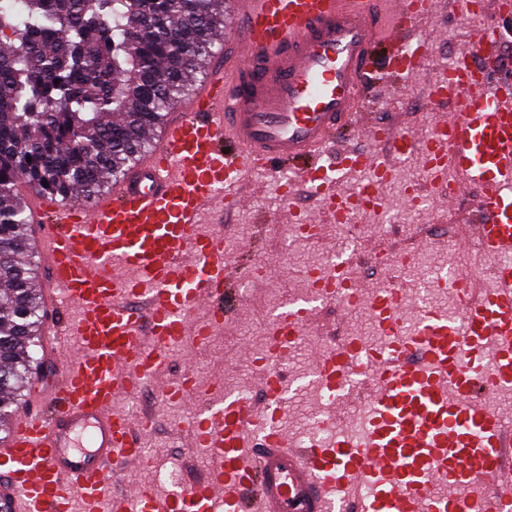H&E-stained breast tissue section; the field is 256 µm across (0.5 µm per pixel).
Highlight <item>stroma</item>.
Segmentation results:
<instances>
[{"instance_id":"1","label":"stroma","mask_w":512,"mask_h":512,"mask_svg":"<svg viewBox=\"0 0 512 512\" xmlns=\"http://www.w3.org/2000/svg\"><path fill=\"white\" fill-rule=\"evenodd\" d=\"M419 31L433 39L432 66L447 62L473 39L461 17L458 0H443L437 19L423 21ZM429 78V69H424L397 81L394 89L388 90L383 103L368 105L372 119L395 127L403 122L408 112L416 113L418 122L425 127L442 120L448 112L454 111L455 106L447 103L426 107L424 93ZM245 191L253 198V207L227 213L223 225L219 226L224 230L225 240L232 244L226 253L228 271L239 277L254 263L263 262L279 268L281 274L275 279L253 284L248 296L243 297L241 305L206 347H197L192 338H185L171 354L158 382L162 385L172 383L190 368L197 372L202 390H209L211 383L220 380L225 386L247 389L250 399L258 403L263 398L262 390L257 371L246 357L247 352L260 351L264 345L268 318L276 300L304 290L305 275L312 260L336 253L344 244V233L337 225L326 224L317 241L291 242L288 225L273 221L272 214L280 203L265 179L252 178ZM471 209L470 198H460L447 209L431 195L427 198L425 211L413 215L411 222L400 225L394 234L384 238L370 232L366 238L380 247L397 248L409 245L419 237L430 236L429 251L435 265L449 267L457 263L461 254L443 249L441 242L455 234L457 224L468 217ZM219 227L207 220L200 230L211 233ZM322 325L334 328L336 335L346 336L369 332L373 321L365 306L355 311L346 310L339 304L326 307L315 326L307 328L300 348L283 363L287 378L302 377L310 371L316 354L327 349V342L318 332ZM137 401L141 411L153 414L152 427L137 436L146 450L144 458L148 466L112 478L113 489L118 491L125 484L142 483L157 488L158 492H168V485L157 482L156 472L169 462L178 463L182 482H189L200 474L206 467L207 453L185 447L180 432L173 425L174 417L182 415V408L176 404L161 407L160 399L151 387L141 392Z\"/></svg>"}]
</instances>
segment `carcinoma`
I'll list each match as a JSON object with an SVG mask.
<instances>
[{
	"label": "carcinoma",
	"mask_w": 512,
	"mask_h": 512,
	"mask_svg": "<svg viewBox=\"0 0 512 512\" xmlns=\"http://www.w3.org/2000/svg\"><path fill=\"white\" fill-rule=\"evenodd\" d=\"M222 24L224 0L0 4V431L37 366L42 324L18 184L90 199L119 179L187 95Z\"/></svg>",
	"instance_id": "cac0c4a2"
}]
</instances>
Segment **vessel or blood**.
Masks as SVG:
<instances>
[{
	"label": "vessel or blood",
	"mask_w": 512,
	"mask_h": 512,
	"mask_svg": "<svg viewBox=\"0 0 512 512\" xmlns=\"http://www.w3.org/2000/svg\"><path fill=\"white\" fill-rule=\"evenodd\" d=\"M231 5L237 35L113 189L86 205L30 195L58 318L47 389L0 443V512H512V425L477 399L490 384L512 390V54L488 61L479 47L512 7L468 0L479 44L434 68L426 89L429 104L460 111L420 141L364 120L360 97L429 66L432 44L413 30L439 0ZM342 131L367 149L328 152ZM410 159L421 180L405 197L422 183L448 205L471 195L458 243L494 261L493 287L438 275L433 287L453 288L460 311L416 317L406 289L373 292L380 350L367 355L348 336L315 359L312 387L354 407L322 419L324 439L283 430L291 387L273 369L259 374V405L217 382L206 396L194 382L164 386V398L193 409L183 430L210 455L204 476L163 496L142 485L109 492L110 475L143 466L135 435L152 420L119 412L118 399L153 383L185 336L206 346L235 307L224 239L200 232L204 216L242 208L246 182L263 174L285 204L283 223L314 239L322 221L380 211L397 163ZM352 174L361 194L339 189ZM303 191L316 217L296 208ZM361 252L340 249L334 270L307 275L305 297L277 309L267 329L276 359L339 289L359 290ZM200 308L206 318L194 319Z\"/></svg>",
	"instance_id": "obj_1"
}]
</instances>
